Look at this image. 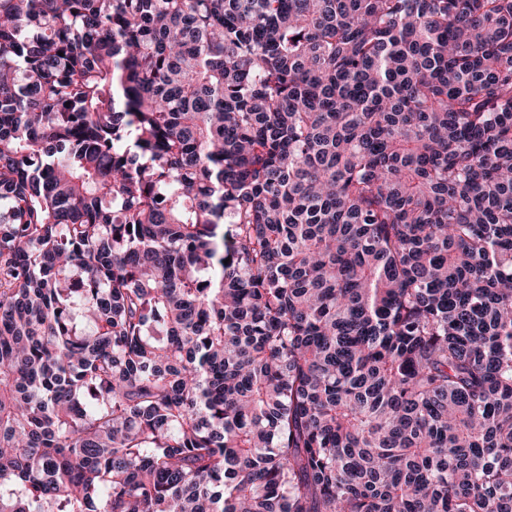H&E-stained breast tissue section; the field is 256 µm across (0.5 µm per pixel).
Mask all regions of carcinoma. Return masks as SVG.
I'll use <instances>...</instances> for the list:
<instances>
[{
    "label": "carcinoma",
    "mask_w": 512,
    "mask_h": 512,
    "mask_svg": "<svg viewBox=\"0 0 512 512\" xmlns=\"http://www.w3.org/2000/svg\"><path fill=\"white\" fill-rule=\"evenodd\" d=\"M0 512H512V0H0Z\"/></svg>",
    "instance_id": "cac0c4a2"
}]
</instances>
